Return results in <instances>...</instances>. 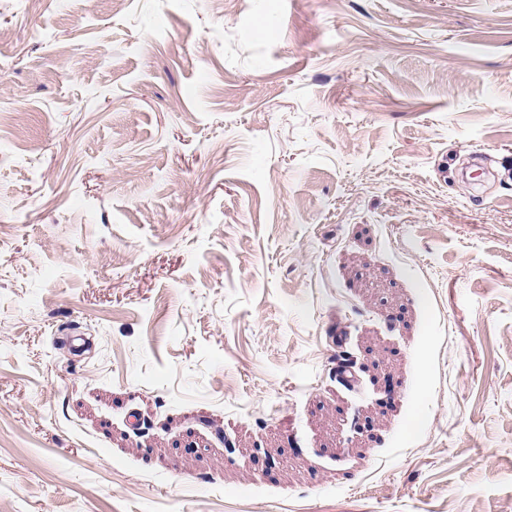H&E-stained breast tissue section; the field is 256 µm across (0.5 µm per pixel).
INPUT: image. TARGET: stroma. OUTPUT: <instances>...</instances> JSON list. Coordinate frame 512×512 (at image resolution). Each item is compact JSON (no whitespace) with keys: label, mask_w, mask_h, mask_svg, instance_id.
I'll list each match as a JSON object with an SVG mask.
<instances>
[{"label":"stroma","mask_w":512,"mask_h":512,"mask_svg":"<svg viewBox=\"0 0 512 512\" xmlns=\"http://www.w3.org/2000/svg\"><path fill=\"white\" fill-rule=\"evenodd\" d=\"M0 512H512V0H0Z\"/></svg>","instance_id":"obj_1"}]
</instances>
